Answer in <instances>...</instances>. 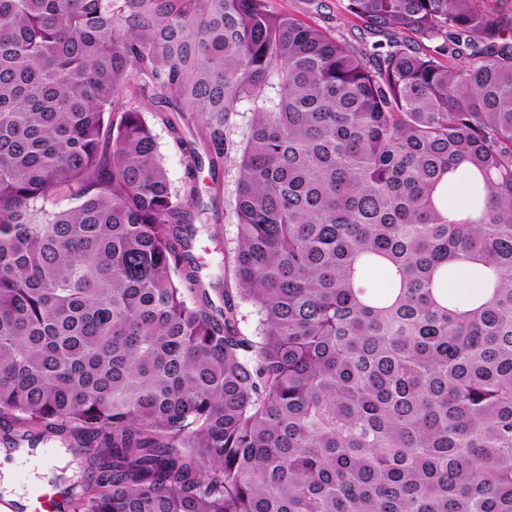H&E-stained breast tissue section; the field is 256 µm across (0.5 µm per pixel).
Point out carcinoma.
Segmentation results:
<instances>
[{"mask_svg":"<svg viewBox=\"0 0 512 512\" xmlns=\"http://www.w3.org/2000/svg\"><path fill=\"white\" fill-rule=\"evenodd\" d=\"M345 11L386 40L268 0H0V443L95 469L56 476L68 512H512V16ZM155 103H147L144 107L145 115L153 124V132L156 135L158 151L162 157L164 168L166 169L169 180L174 186H180L183 174L182 161L179 154L171 146L170 138L166 130L159 124L154 123L150 113L156 108ZM207 222V223H206ZM196 224H209L198 237L196 243V253L201 257L202 263L211 264V262L220 254L215 253V248H224L227 252L233 247V241L236 235V218L230 207L224 204V217L219 223H213L210 219L206 221L205 217L200 223ZM213 238L218 240V244L213 241ZM226 244V248L224 245Z\"/></svg>","mask_w":512,"mask_h":512,"instance_id":"carcinoma-1","label":"carcinoma"}]
</instances>
